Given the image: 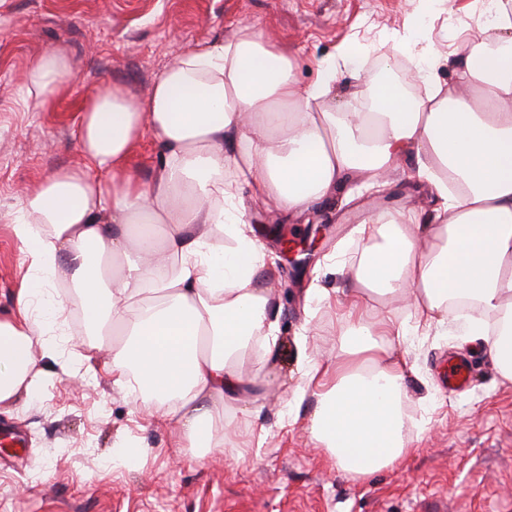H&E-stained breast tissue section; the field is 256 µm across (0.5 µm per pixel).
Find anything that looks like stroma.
<instances>
[{
    "label": "stroma",
    "instance_id": "1",
    "mask_svg": "<svg viewBox=\"0 0 512 512\" xmlns=\"http://www.w3.org/2000/svg\"><path fill=\"white\" fill-rule=\"evenodd\" d=\"M0 0V319L17 307L29 262L13 225L28 188L64 169L83 170L77 138L82 104L118 83L146 97L174 56L234 41L244 27L260 30L292 62L307 87L321 60L344 46L362 50L365 65L397 61L417 92L425 86L395 40L445 56L436 70L452 86L458 33L485 27L491 7L512 13V0ZM63 51L69 79L44 99L28 97V69L45 53ZM377 194L347 183L310 215L288 217L277 206L247 219L272 258L279 331L270 357L247 351V379L225 403L224 445L206 456L175 447L176 432L144 417L143 398L112 384L116 334L94 346L65 279L49 294L67 296L45 385L18 409L0 408V426L19 431L25 449L0 447V512H512V380L503 379L482 341L461 326L432 327L406 337L396 351L407 363L404 405L410 453L366 477L338 470L311 433L313 395H300L307 357L339 358V326L352 275L345 261L356 230L382 211L401 221L432 213L439 201L412 156L385 174ZM324 240L304 268L276 262L279 225L296 238L310 224ZM470 359V386L449 391L438 373L442 353ZM136 446L126 462L120 446Z\"/></svg>",
    "mask_w": 512,
    "mask_h": 512
}]
</instances>
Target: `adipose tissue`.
<instances>
[{
    "mask_svg": "<svg viewBox=\"0 0 512 512\" xmlns=\"http://www.w3.org/2000/svg\"><path fill=\"white\" fill-rule=\"evenodd\" d=\"M492 24L499 49L462 38L457 90L434 80V56L394 43L427 92L410 99L364 69L368 109L330 104L337 63H360L358 46L320 61L302 89L287 56L249 27L234 42L173 58L146 100L119 84L100 91L83 109L78 137L89 162L111 172V190L61 170L17 204L14 232L34 285L16 318L0 321V406L42 388L38 358L49 354V329L66 307L43 288L63 267L85 321L123 338L113 384L150 390L153 414L177 427V447L206 454L222 446L224 400L245 385L236 358L252 341L269 347L278 330L266 254L246 212L273 203L304 212L349 181L372 185L406 153L442 204L422 224L372 216L353 279L401 300L405 316L371 319L352 301L341 360L329 371L311 362L305 373L316 399L313 439L358 477L405 457L406 362L393 342L450 323L461 304L469 335L512 380V16L495 12ZM70 74L59 52L45 53L26 73L27 93H52ZM147 133L158 173L145 183L129 158ZM228 167L236 173L229 186Z\"/></svg>",
    "mask_w": 512,
    "mask_h": 512,
    "instance_id": "adipose-tissue-1",
    "label": "adipose tissue"
}]
</instances>
